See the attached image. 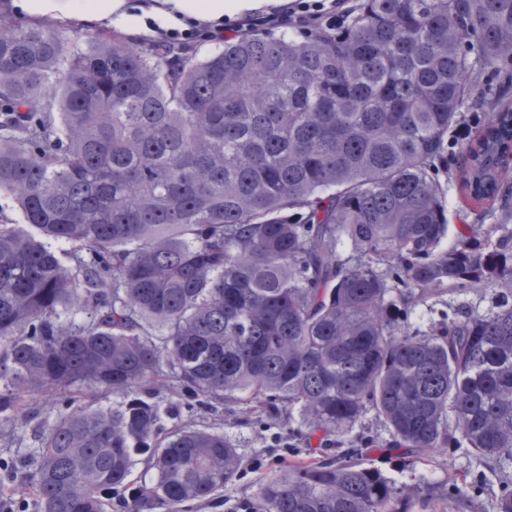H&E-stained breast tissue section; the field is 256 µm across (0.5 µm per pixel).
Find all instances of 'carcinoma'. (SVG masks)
Returning <instances> with one entry per match:
<instances>
[{
	"label": "carcinoma",
	"mask_w": 512,
	"mask_h": 512,
	"mask_svg": "<svg viewBox=\"0 0 512 512\" xmlns=\"http://www.w3.org/2000/svg\"><path fill=\"white\" fill-rule=\"evenodd\" d=\"M509 51L512 0H360L334 30L204 58L0 14V195L37 229L0 224V425L35 392L63 409L22 472L37 512H186L239 477L224 434L166 426L164 369L178 402L286 410L306 439L372 411L407 459L511 458L512 304L401 328L429 290L512 282V230L442 247L438 182L470 54ZM457 167L471 200L505 197L511 100ZM400 501L360 446L276 471L254 509Z\"/></svg>",
	"instance_id": "1"
}]
</instances>
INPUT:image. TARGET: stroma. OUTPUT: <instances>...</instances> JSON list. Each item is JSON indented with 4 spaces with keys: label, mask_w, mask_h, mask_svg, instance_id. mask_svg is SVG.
I'll return each instance as SVG.
<instances>
[{
    "label": "stroma",
    "mask_w": 512,
    "mask_h": 512,
    "mask_svg": "<svg viewBox=\"0 0 512 512\" xmlns=\"http://www.w3.org/2000/svg\"><path fill=\"white\" fill-rule=\"evenodd\" d=\"M461 80L471 96L461 108L460 123L478 126L488 122L492 114L488 102L504 81L503 71L467 72ZM439 182L450 229L467 226L482 236L500 224L499 208L472 204L461 195L457 175L440 174ZM504 290L512 294V285L505 289L477 285L436 290L427 294L421 305L408 311L405 323L410 330L417 331L464 313L485 315L494 309ZM57 414L56 405L36 402L19 417L12 431L0 433V458L15 460L27 456L35 446V431L52 422ZM177 421L206 425L224 433L235 444L243 463L239 480L226 485L218 499L195 504L193 512H237L239 503L256 499L261 483L272 471L320 455L314 443L287 447L288 421L284 418L245 425L240 419L221 412L211 415L184 406ZM356 432L368 439L370 459L394 479L408 512H492L491 504L504 492L505 480H512V467L478 456L464 445L428 449L418 463L405 466L387 455L390 435L370 412L363 416Z\"/></svg>",
    "instance_id": "stroma-1"
}]
</instances>
